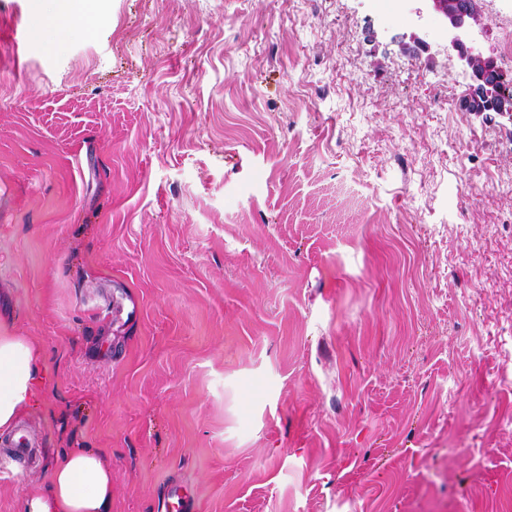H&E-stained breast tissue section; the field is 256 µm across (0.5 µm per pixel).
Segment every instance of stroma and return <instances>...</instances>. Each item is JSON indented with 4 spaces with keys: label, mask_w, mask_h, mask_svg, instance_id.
Here are the masks:
<instances>
[{
    "label": "stroma",
    "mask_w": 512,
    "mask_h": 512,
    "mask_svg": "<svg viewBox=\"0 0 512 512\" xmlns=\"http://www.w3.org/2000/svg\"><path fill=\"white\" fill-rule=\"evenodd\" d=\"M97 7L48 53L0 0V512L80 448L112 512H512V120L416 0ZM41 365L38 348L26 336L0 330V433L11 432L36 399Z\"/></svg>",
    "instance_id": "obj_1"
}]
</instances>
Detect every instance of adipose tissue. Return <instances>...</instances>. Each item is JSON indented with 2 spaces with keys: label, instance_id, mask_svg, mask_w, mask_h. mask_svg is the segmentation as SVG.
Instances as JSON below:
<instances>
[{
  "label": "adipose tissue",
  "instance_id": "adipose-tissue-1",
  "mask_svg": "<svg viewBox=\"0 0 512 512\" xmlns=\"http://www.w3.org/2000/svg\"><path fill=\"white\" fill-rule=\"evenodd\" d=\"M94 0H35L38 20L60 32L79 27ZM42 365L38 348L24 336L0 331V433L11 432L37 395ZM112 470L93 450L64 453L49 466L43 482L29 491L22 512H110Z\"/></svg>",
  "mask_w": 512,
  "mask_h": 512
}]
</instances>
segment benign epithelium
Listing matches in <instances>:
<instances>
[{
    "instance_id": "benign-epithelium-1",
    "label": "benign epithelium",
    "mask_w": 512,
    "mask_h": 512,
    "mask_svg": "<svg viewBox=\"0 0 512 512\" xmlns=\"http://www.w3.org/2000/svg\"><path fill=\"white\" fill-rule=\"evenodd\" d=\"M418 18L432 20L441 26L446 38L445 48L456 52L461 66L474 82L465 102L472 112L493 111L512 121V94L505 89V77L495 60L481 48L478 34L482 32L480 0H418ZM409 52L426 51V31L419 27L402 43Z\"/></svg>"
}]
</instances>
